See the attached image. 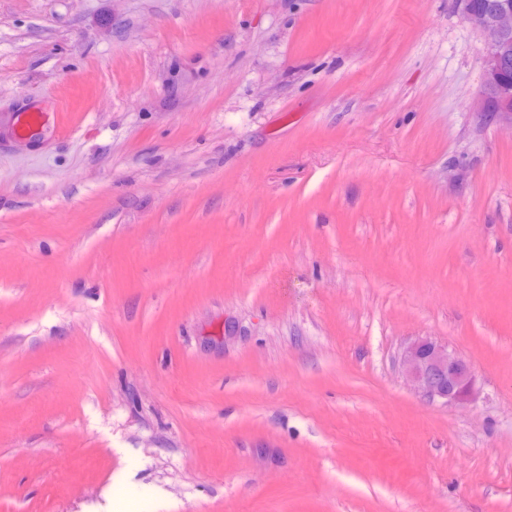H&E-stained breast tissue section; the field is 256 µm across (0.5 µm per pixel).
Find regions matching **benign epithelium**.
Instances as JSON below:
<instances>
[{
	"label": "benign epithelium",
	"instance_id": "obj_1",
	"mask_svg": "<svg viewBox=\"0 0 512 512\" xmlns=\"http://www.w3.org/2000/svg\"><path fill=\"white\" fill-rule=\"evenodd\" d=\"M468 24L485 38L483 89L478 106L512 125V0H455ZM406 380L424 396L463 403L474 396L470 365L430 339L410 342L402 351Z\"/></svg>",
	"mask_w": 512,
	"mask_h": 512
}]
</instances>
